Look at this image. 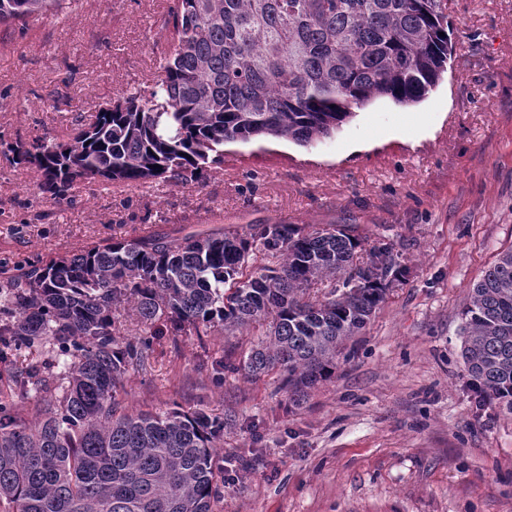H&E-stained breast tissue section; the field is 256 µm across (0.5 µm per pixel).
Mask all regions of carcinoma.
Wrapping results in <instances>:
<instances>
[{"label": "carcinoma", "instance_id": "obj_1", "mask_svg": "<svg viewBox=\"0 0 512 512\" xmlns=\"http://www.w3.org/2000/svg\"><path fill=\"white\" fill-rule=\"evenodd\" d=\"M67 0H0V23L61 11ZM444 0H178L173 44L149 94L129 93L59 141L35 137L9 160L60 201L77 183L183 180L224 164V144L269 136L309 145L375 98L422 101L452 45ZM347 225L307 231L148 235L52 257L0 279V360L16 397L0 402V512H213L224 486V421L177 407L126 412L117 390L150 337L207 336L268 324L241 369H275L293 399L326 379L405 268L388 243L359 259ZM332 281L330 297L308 290ZM151 326L116 340V312ZM461 356L481 407L512 414V249L472 288ZM41 349L43 359L23 353Z\"/></svg>", "mask_w": 512, "mask_h": 512}]
</instances>
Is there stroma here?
Returning a JSON list of instances; mask_svg holds the SVG:
<instances>
[{
  "label": "stroma",
  "mask_w": 512,
  "mask_h": 512,
  "mask_svg": "<svg viewBox=\"0 0 512 512\" xmlns=\"http://www.w3.org/2000/svg\"><path fill=\"white\" fill-rule=\"evenodd\" d=\"M174 0H72L0 25V143L65 138L123 94L150 91ZM453 54L419 104L377 99L308 146H224L202 181L78 184L36 195L38 173L0 154V271L112 239L241 233L285 222L352 227L390 242L404 282L289 402L280 372L225 368L261 328L156 336L124 378L130 412L173 407L224 420L214 512H512V415L477 409L461 358L470 289L512 247V0H448Z\"/></svg>",
  "instance_id": "35a3bbf8"
}]
</instances>
